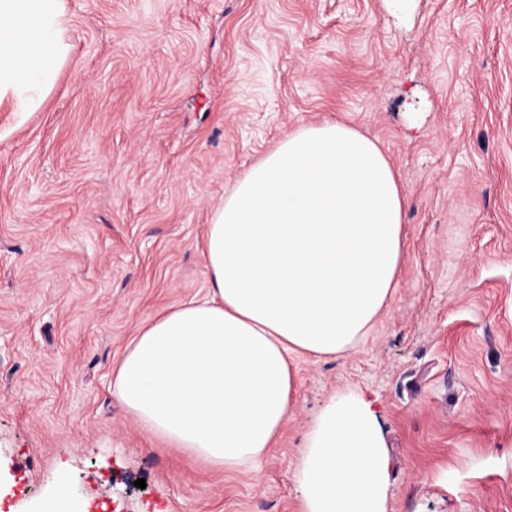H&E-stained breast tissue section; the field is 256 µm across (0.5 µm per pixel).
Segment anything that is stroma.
<instances>
[{
    "instance_id": "stroma-1",
    "label": "stroma",
    "mask_w": 512,
    "mask_h": 512,
    "mask_svg": "<svg viewBox=\"0 0 512 512\" xmlns=\"http://www.w3.org/2000/svg\"><path fill=\"white\" fill-rule=\"evenodd\" d=\"M42 107L0 110V512H302L332 398L373 403L388 512H512V0H68ZM375 138L407 196L373 330L298 357L261 472L167 447L112 396L149 318L207 288V224L288 132ZM145 479V488L135 485Z\"/></svg>"
}]
</instances>
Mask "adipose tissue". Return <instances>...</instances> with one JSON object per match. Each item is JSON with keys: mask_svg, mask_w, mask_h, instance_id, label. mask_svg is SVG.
Listing matches in <instances>:
<instances>
[{"mask_svg": "<svg viewBox=\"0 0 512 512\" xmlns=\"http://www.w3.org/2000/svg\"><path fill=\"white\" fill-rule=\"evenodd\" d=\"M66 17L67 0H0V106L40 108L70 51ZM405 207L374 139L337 121L295 128L216 208L206 293L143 323L113 368V397L169 447L259 467L295 407V357L351 350L393 298ZM294 478L303 512H388L369 401L326 408Z\"/></svg>", "mask_w": 512, "mask_h": 512, "instance_id": "adipose-tissue-1", "label": "adipose tissue"}]
</instances>
